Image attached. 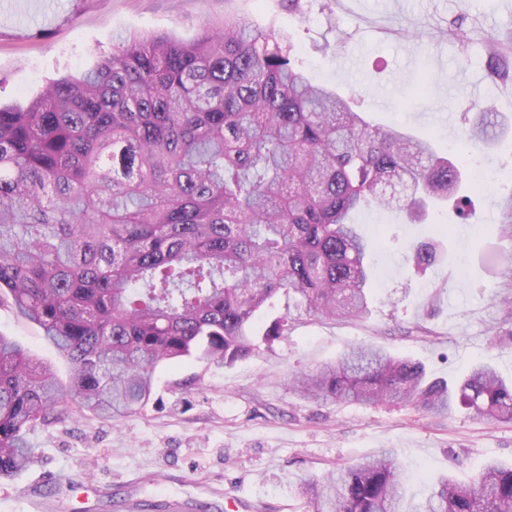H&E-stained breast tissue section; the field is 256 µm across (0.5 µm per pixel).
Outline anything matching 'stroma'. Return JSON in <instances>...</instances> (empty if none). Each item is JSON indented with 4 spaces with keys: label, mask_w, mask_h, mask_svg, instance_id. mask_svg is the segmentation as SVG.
Masks as SVG:
<instances>
[{
    "label": "stroma",
    "mask_w": 512,
    "mask_h": 512,
    "mask_svg": "<svg viewBox=\"0 0 512 512\" xmlns=\"http://www.w3.org/2000/svg\"><path fill=\"white\" fill-rule=\"evenodd\" d=\"M37 0L48 25L21 30L0 20V102L27 104L51 81L93 68L111 53L116 34L192 39L202 24L247 16L256 28L289 38L308 78L353 100L374 124L427 134L438 154L469 149L455 206L428 208L411 221L397 207H374L353 220L380 247L367 261L370 311L361 320L301 315L287 336L261 345L230 366L196 361L161 367L147 407L121 421L63 416L29 436L34 458L0 478V512H28L22 491L39 484L56 512H170L173 498L230 512H305L296 487L304 479L392 451L404 470L406 496L418 503L435 478L469 480L495 458L512 462V423L464 412L430 416L415 407L308 400L291 388L295 373L335 362L357 344L421 362L453 379L483 362L512 378V218L499 201L512 194V86L495 84L487 37H512V4L504 0ZM462 25L467 48L451 37L415 40L418 29ZM494 109L509 126L488 147H466L476 108ZM487 180L477 185L475 169ZM436 244L425 274L413 246ZM0 334L37 361L69 368L36 326L0 307Z\"/></svg>",
    "instance_id": "1"
}]
</instances>
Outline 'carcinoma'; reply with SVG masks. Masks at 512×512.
<instances>
[{
	"instance_id": "carcinoma-1",
	"label": "carcinoma",
	"mask_w": 512,
	"mask_h": 512,
	"mask_svg": "<svg viewBox=\"0 0 512 512\" xmlns=\"http://www.w3.org/2000/svg\"><path fill=\"white\" fill-rule=\"evenodd\" d=\"M492 76L512 84V40H492ZM482 112L466 132L488 143ZM461 170L427 136L370 124L305 76L284 38L245 18L190 41L121 36L92 69L0 106V305L38 326L68 383L0 335V476L34 456L28 434L70 410L119 420L151 400L163 363L230 366L288 335L256 336L276 297L329 318L368 313L369 246L353 211L405 192L417 213L458 192ZM436 248L413 250L417 271ZM308 399L412 403L512 421V380L477 364L461 380L356 345L297 374ZM308 512H512V465L488 460L462 483L406 505L388 451L305 479Z\"/></svg>"
}]
</instances>
